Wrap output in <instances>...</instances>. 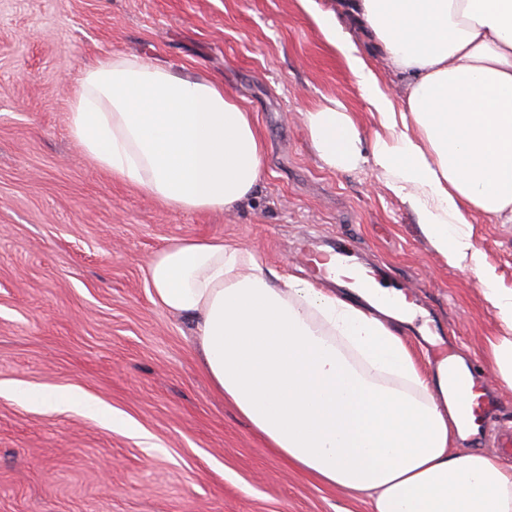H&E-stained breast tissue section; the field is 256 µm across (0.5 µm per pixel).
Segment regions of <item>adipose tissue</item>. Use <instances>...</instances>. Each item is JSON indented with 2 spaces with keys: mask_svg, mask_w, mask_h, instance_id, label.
<instances>
[{
  "mask_svg": "<svg viewBox=\"0 0 512 512\" xmlns=\"http://www.w3.org/2000/svg\"><path fill=\"white\" fill-rule=\"evenodd\" d=\"M298 3L384 129L363 151L342 105L326 100L304 115L318 159L384 174L449 265L478 263L466 230L472 211L512 224V0ZM374 50L399 75L397 92L370 65ZM76 84L71 137L165 207H237L265 176L255 115L221 82L115 53ZM146 274L153 302L192 325L214 390L319 483L355 492L371 512H512V465L457 447L467 431L448 362L427 376L417 368L395 329L408 319L399 291L342 297L221 239L171 241ZM486 296L502 330L491 356L512 386V289ZM14 398L116 424L81 394Z\"/></svg>",
  "mask_w": 512,
  "mask_h": 512,
  "instance_id": "ef3b65f1",
  "label": "adipose tissue"
}]
</instances>
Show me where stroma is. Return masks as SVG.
<instances>
[{
	"mask_svg": "<svg viewBox=\"0 0 512 512\" xmlns=\"http://www.w3.org/2000/svg\"><path fill=\"white\" fill-rule=\"evenodd\" d=\"M119 51L223 82L267 146L255 195L232 210H170L91 161L68 130L76 79ZM333 98L371 144L382 127L297 0H0V512H369L298 471L211 387L194 332L155 305L152 256L221 238L308 279L304 244L345 247L424 311L403 329L423 373L465 356L493 412L471 447L512 463V387L485 296L512 289V224L473 212L480 268L438 254L414 211L367 166L317 158L305 111ZM73 390L111 407L107 428L43 411L13 389Z\"/></svg>",
	"mask_w": 512,
	"mask_h": 512,
	"instance_id": "stroma-1",
	"label": "stroma"
}]
</instances>
